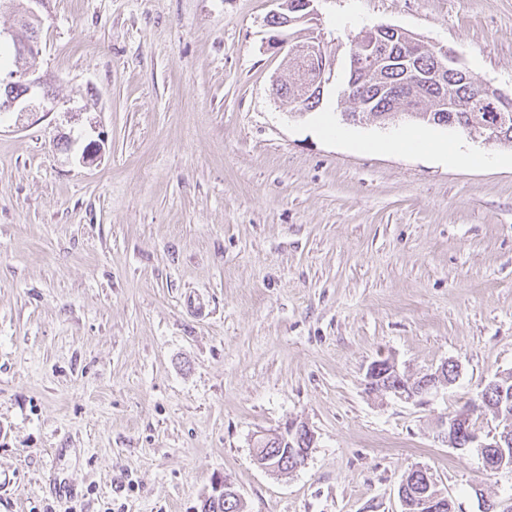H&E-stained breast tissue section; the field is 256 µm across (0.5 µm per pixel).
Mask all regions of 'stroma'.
Here are the masks:
<instances>
[{
    "label": "stroma",
    "mask_w": 512,
    "mask_h": 512,
    "mask_svg": "<svg viewBox=\"0 0 512 512\" xmlns=\"http://www.w3.org/2000/svg\"><path fill=\"white\" fill-rule=\"evenodd\" d=\"M273 8L38 6L56 107L0 119V512H193L224 477L245 512H403L417 466L455 512L512 505V469L440 437L512 373V148L343 120L332 84L299 113ZM319 12L337 58L387 23L512 92V0ZM412 133L457 162L388 149ZM384 359L460 374L405 400L370 389ZM291 421L305 465L263 469L254 440Z\"/></svg>",
    "instance_id": "obj_1"
}]
</instances>
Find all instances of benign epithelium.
<instances>
[{
	"instance_id": "7a95c632",
	"label": "benign epithelium",
	"mask_w": 512,
	"mask_h": 512,
	"mask_svg": "<svg viewBox=\"0 0 512 512\" xmlns=\"http://www.w3.org/2000/svg\"><path fill=\"white\" fill-rule=\"evenodd\" d=\"M318 0H301L297 5L298 10L303 12L301 19L312 25L311 37L308 42L295 44L288 38V25L293 20L288 18L285 11L288 5L278 3V10L273 15L280 19V31L272 33L268 40V47L278 53L284 52L296 61L305 64L306 84L302 85L300 95L315 99L323 96L324 86L334 74L336 60L327 56L324 46L327 43V35L324 32L320 21V15L315 6ZM39 21L37 11L28 7L23 13L19 27L7 31H0V42L11 44L17 55L21 58L35 55V22ZM386 34L399 40L403 45H411L418 40V36L407 30L394 25L380 24L367 28L353 37L352 48L348 54L347 67L354 73L361 71L381 72L390 67H401L405 71L411 70L410 56L401 53H391L385 49L384 43L380 42V35ZM21 80L25 92L17 94L11 91L12 78L8 77L0 82V86L6 92L0 94V109L8 112H37L39 107L34 104L38 93L44 91L48 86L43 76L37 74L36 69L31 68L21 73ZM473 91V100L478 106H489L493 112H508L512 110L508 103L512 101V95L504 90L486 82L473 79L470 76L464 77ZM459 373L457 364L443 363L437 374L427 380H410L394 390L396 396L401 398H412L419 395L429 394L438 391L453 381V376ZM510 427L496 433L489 439H481L479 432L473 430L470 422L461 417L457 420L450 419L444 423L442 438L451 448H473L480 453L488 454L490 448L512 447V421L506 420ZM306 427L292 422L284 427V430L271 434L269 441L277 445L291 442L299 438ZM222 498L226 501H241V496L233 484L226 478L212 483L211 491L205 493L200 499L199 507L194 512H202L209 503ZM444 494L440 492L424 491L418 493L419 508L423 512H438L442 508Z\"/></svg>"
}]
</instances>
